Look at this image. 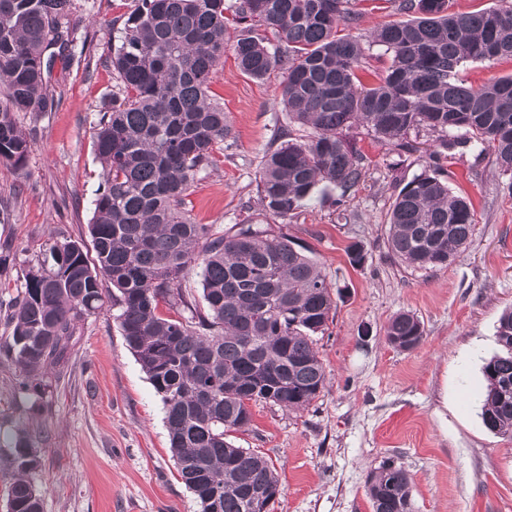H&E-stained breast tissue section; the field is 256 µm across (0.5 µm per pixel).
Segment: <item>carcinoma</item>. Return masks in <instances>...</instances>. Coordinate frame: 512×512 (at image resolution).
<instances>
[{
	"instance_id": "cac0c4a2",
	"label": "carcinoma",
	"mask_w": 512,
	"mask_h": 512,
	"mask_svg": "<svg viewBox=\"0 0 512 512\" xmlns=\"http://www.w3.org/2000/svg\"><path fill=\"white\" fill-rule=\"evenodd\" d=\"M350 2L237 0L229 18L224 0H133L111 56L124 97L100 115L95 132L103 168L89 224L95 259L77 242H56L50 268L29 269L7 303L11 334L0 356L18 369L20 388L41 399L50 373L74 351L81 323L103 309V282L112 286L121 334L162 398L172 455L201 512H270L279 494L273 468L227 433L250 426L252 402L300 410L319 395L327 373L314 336L336 310L326 275L288 235L270 224H235L217 236L183 211L214 147L230 135L224 108L208 95L224 51L255 79L285 70L288 117L315 131L306 142L282 132L265 156L258 194L270 216L295 214L321 184L342 200L352 196L366 175L353 128L399 156L416 152L410 133L425 130L444 152L491 153L512 172V76L476 89L458 77L470 60L512 58V6L455 13L449 0H398L409 19L370 32L389 65L365 82L357 74L361 40L338 35L339 25L356 21ZM74 9L75 0H0L1 161L20 165L33 149L19 114L57 104L48 83L55 63L65 68L73 59ZM230 24L238 30L231 43ZM263 27L283 46L269 50ZM474 228L471 203L433 168L399 190L386 244L408 268H441L466 250ZM198 255L201 308L179 288ZM162 301L190 316L162 317ZM385 336L412 351L425 329L399 312ZM496 337L501 352L483 366L482 419L511 437L512 310L500 316ZM40 437L18 430L0 465L13 512H41L31 480ZM368 494L373 512H411V478L400 466L381 467Z\"/></svg>"
}]
</instances>
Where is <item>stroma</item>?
Here are the masks:
<instances>
[{"label":"stroma","mask_w":512,"mask_h":512,"mask_svg":"<svg viewBox=\"0 0 512 512\" xmlns=\"http://www.w3.org/2000/svg\"><path fill=\"white\" fill-rule=\"evenodd\" d=\"M352 34L402 21L391 0H353ZM131 0H77L71 26L83 55L54 67L53 111L23 114L34 141L23 166L0 162V300L17 295L25 272L50 259L52 244L71 240L91 250L88 224L102 166L94 151L101 112L120 91L108 62L113 19ZM286 76L244 74L232 53L210 85L230 136L213 153L185 207L219 230L264 223L257 185L262 160L279 128L308 140L311 128L290 124L281 92ZM352 136L366 177L350 201L319 190L277 229L315 260L337 289L332 323L316 338L329 380L303 410L251 404L252 422L232 442L265 457L281 494L273 512H372L368 481L386 462L411 477V512H512V438L486 429L482 367L498 352L496 328L512 308V174L491 156L460 149L441 162L451 190L474 206L468 249L447 267L413 270L391 258L387 222L401 187L429 165L427 133L404 157L364 129ZM359 244L362 265L347 249ZM416 315L425 339L416 349L389 345L384 327L397 312ZM105 304L81 325L67 368L52 375L42 405L16 387L18 371L0 363V458L24 426L41 424V465L32 479L43 512H201L170 451L165 409L127 348Z\"/></svg>","instance_id":"obj_1"}]
</instances>
